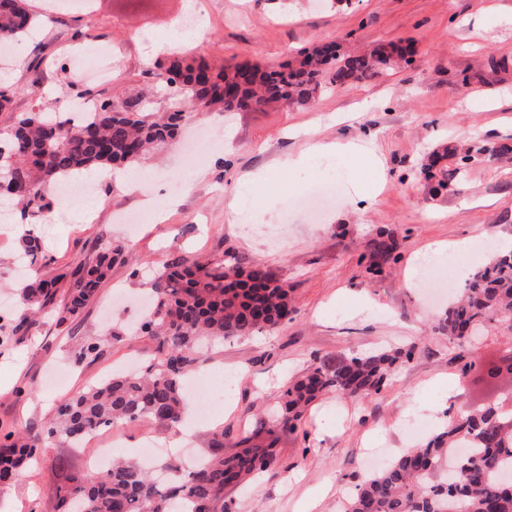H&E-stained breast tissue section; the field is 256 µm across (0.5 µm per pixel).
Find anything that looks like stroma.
Segmentation results:
<instances>
[{"instance_id":"35a3bbf8","label":"stroma","mask_w":512,"mask_h":512,"mask_svg":"<svg viewBox=\"0 0 512 512\" xmlns=\"http://www.w3.org/2000/svg\"><path fill=\"white\" fill-rule=\"evenodd\" d=\"M29 0L37 24L17 41L0 71L13 85L10 112L49 109L56 101L139 95L156 65L172 53L211 63L292 60L334 42L343 53L398 43L407 59L370 81L319 95L313 102L249 112H193L207 131L199 158L185 165L177 146L139 163L146 178L135 192L98 184L90 200L58 201L40 234L53 271L93 264L107 245L124 250L96 298L72 322L58 325L54 307L0 348V427L44 431L59 399L99 382L107 362L148 365L156 340L124 336L83 360L75 354L112 327L139 322L156 271L186 254L217 262L239 255L285 282L294 310L279 327L242 339L208 341L202 368L231 375L229 396L207 422L193 426V455H205L207 428H224L225 443L242 436L273 444L275 462L257 481L229 488L235 512H296L324 490L315 512H340L346 493L367 475L369 442L401 452L413 441L402 426L416 414L432 430L461 407L498 402L512 382L487 387L481 365L512 352V337L492 331L478 344L449 340L436 328L448 305L424 308L411 264L433 250L430 272L465 284L504 242L512 241V161H482L445 194L432 195L420 173L424 157L454 144L512 139V0H350L315 7L314 0H88V8H51ZM490 15L478 19L480 6ZM196 26L176 34L185 16ZM153 42L175 52L149 53ZM112 52L111 81L84 77L86 52ZM10 112H0V126ZM373 137L375 154L355 151L305 159L311 140L334 144ZM382 187L373 202L359 191ZM248 194L251 225L230 213L236 186ZM398 248L380 270L365 248L378 230ZM469 249L455 251L457 241ZM16 216L0 223V318L16 315L19 283ZM411 349L379 394H329L315 401L296 430L273 423L278 389L316 358ZM446 411H439L443 391ZM88 448L50 439L0 490V512H49L63 470L87 473Z\"/></svg>"}]
</instances>
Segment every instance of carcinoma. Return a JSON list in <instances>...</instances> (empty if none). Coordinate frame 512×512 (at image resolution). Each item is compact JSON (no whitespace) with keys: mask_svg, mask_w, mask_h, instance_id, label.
Wrapping results in <instances>:
<instances>
[{"mask_svg":"<svg viewBox=\"0 0 512 512\" xmlns=\"http://www.w3.org/2000/svg\"><path fill=\"white\" fill-rule=\"evenodd\" d=\"M35 18L26 0H0V41L27 38ZM399 45L368 54L336 53V44L305 50L290 63L260 66L248 62L215 68L191 55L157 67L154 84L175 91L173 110L150 111L136 96L115 105L100 99L89 117L74 122L63 112H20L0 129V180L29 222L20 239L33 276L22 283V308L13 332L27 331L36 314L54 303L58 284L69 280L57 304L63 325L96 296L113 262L122 258L116 246L101 252L94 265L70 274L49 275L40 237L33 228L50 221L54 200L48 189L59 180L91 171L140 162L151 148L173 142L184 114L204 103L211 111L243 112L273 104L306 103L348 82L371 79L407 56ZM478 157L511 159L512 142L450 146L431 155L420 173L438 195L465 173ZM382 265L396 244L379 232L366 242ZM152 306L141 332L158 340L159 355L143 375L116 372L55 407L45 435L0 429V486L13 481L22 464L47 440L61 434L71 443L116 422L143 418L176 429L182 422L183 377L195 367V352L206 339H239L278 327L292 309L288 286L266 270L247 268L235 257L222 264L176 256L155 274ZM472 326L482 334L498 329L512 335V248L498 250L467 281L461 299L448 305L439 329L453 341ZM409 349L395 348L314 361L278 391L273 410L284 430H294L309 404L336 393L367 398L379 392ZM224 453V427L210 430L203 463L184 469L171 462L175 476L157 482L136 461L114 460L95 477L70 476L57 488V510L69 512H231L224 490L266 471L273 462L268 448L246 437ZM343 512H512V409L492 404L478 412L453 416L429 440L395 455L382 470L367 476L349 494Z\"/></svg>","mask_w":512,"mask_h":512,"instance_id":"obj_1","label":"carcinoma"}]
</instances>
